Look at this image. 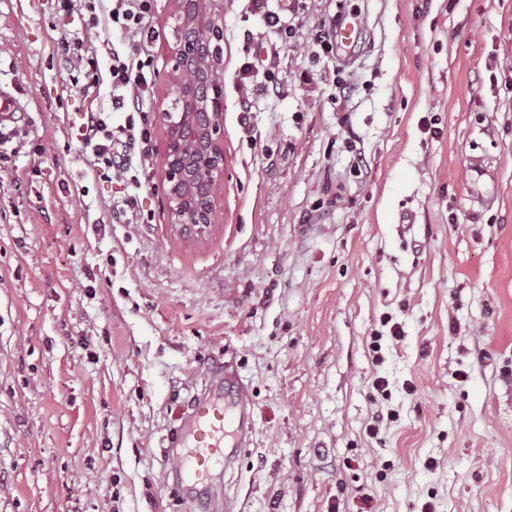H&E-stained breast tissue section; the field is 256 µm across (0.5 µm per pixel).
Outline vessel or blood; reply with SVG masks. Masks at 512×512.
<instances>
[{
    "instance_id": "obj_1",
    "label": "vessel or blood",
    "mask_w": 512,
    "mask_h": 512,
    "mask_svg": "<svg viewBox=\"0 0 512 512\" xmlns=\"http://www.w3.org/2000/svg\"><path fill=\"white\" fill-rule=\"evenodd\" d=\"M253 436L252 398L232 365L212 372L195 396L192 412L179 434L168 441L182 498L205 501V512H218L224 492L218 471L231 463Z\"/></svg>"
}]
</instances>
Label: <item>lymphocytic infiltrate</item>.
Returning a JSON list of instances; mask_svg holds the SVG:
<instances>
[{
    "mask_svg": "<svg viewBox=\"0 0 512 512\" xmlns=\"http://www.w3.org/2000/svg\"><path fill=\"white\" fill-rule=\"evenodd\" d=\"M63 12L83 11L88 31L122 34L123 39L110 47L109 78L112 87L111 112L90 111L80 131L81 143L93 158L100 175L123 178L132 194L114 206L115 215L135 213L141 188L138 177L151 160L152 96L159 75L155 46L160 32L155 24L157 0H59ZM61 58L74 62L84 83L83 91L99 89L101 78L98 46L79 34H63L56 41ZM125 115V122L112 123L113 113Z\"/></svg>",
    "mask_w": 512,
    "mask_h": 512,
    "instance_id": "1",
    "label": "lymphocytic infiltrate"
}]
</instances>
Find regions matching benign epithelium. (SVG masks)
Returning <instances> with one entry per match:
<instances>
[{
	"instance_id": "benign-epithelium-1",
	"label": "benign epithelium",
	"mask_w": 512,
	"mask_h": 512,
	"mask_svg": "<svg viewBox=\"0 0 512 512\" xmlns=\"http://www.w3.org/2000/svg\"><path fill=\"white\" fill-rule=\"evenodd\" d=\"M173 41L170 45L168 76L178 87V94L169 104L158 110L156 120L164 129V159L167 188L165 205L171 223L190 240L203 238L213 224L215 200H209V210L196 208L192 183L195 180L215 186L224 179V96L223 90L214 93L207 103L197 99L196 86L187 75L186 62L197 59L202 74L223 71V57L212 54L201 57L195 42L186 33L197 27L208 31L215 38H224V0H198L199 14L189 16L183 7L184 0H171ZM208 112V121L200 129L201 153L194 154L182 137L185 125L195 122L199 110Z\"/></svg>"
}]
</instances>
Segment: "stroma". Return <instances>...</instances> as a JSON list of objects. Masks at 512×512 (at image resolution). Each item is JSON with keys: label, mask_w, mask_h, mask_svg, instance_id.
<instances>
[{"label": "stroma", "mask_w": 512, "mask_h": 512, "mask_svg": "<svg viewBox=\"0 0 512 512\" xmlns=\"http://www.w3.org/2000/svg\"><path fill=\"white\" fill-rule=\"evenodd\" d=\"M339 11L361 27L348 67L304 44ZM64 30L83 14L0 0L22 132L0 170V512H185L165 439L226 363L254 423L219 477L232 512H512V0H309L246 125L239 67L279 37L224 0V179L196 242L165 207L160 128L139 223L113 218L126 185L78 129L125 116L109 83L82 92Z\"/></svg>", "instance_id": "stroma-1"}]
</instances>
